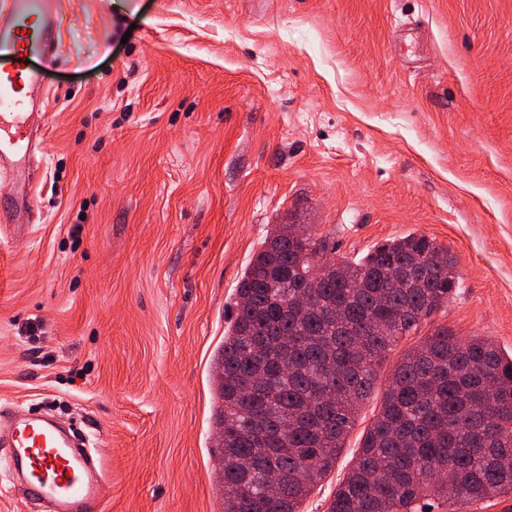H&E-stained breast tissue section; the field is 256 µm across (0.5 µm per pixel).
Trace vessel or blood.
I'll return each mask as SVG.
<instances>
[{
    "label": "vessel or blood",
    "instance_id": "b4317fda",
    "mask_svg": "<svg viewBox=\"0 0 512 512\" xmlns=\"http://www.w3.org/2000/svg\"><path fill=\"white\" fill-rule=\"evenodd\" d=\"M59 0H0V181L12 193L0 198V223L18 234L34 213L37 157L42 137L29 122L43 100L42 75L26 59H48L56 50ZM0 446L11 474L54 512H102L103 466L74 446L69 433L31 409L0 412Z\"/></svg>",
    "mask_w": 512,
    "mask_h": 512
}]
</instances>
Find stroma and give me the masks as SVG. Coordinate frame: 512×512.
Here are the masks:
<instances>
[{
    "instance_id": "stroma-1",
    "label": "stroma",
    "mask_w": 512,
    "mask_h": 512,
    "mask_svg": "<svg viewBox=\"0 0 512 512\" xmlns=\"http://www.w3.org/2000/svg\"><path fill=\"white\" fill-rule=\"evenodd\" d=\"M36 67L34 225L0 233V407L98 444L103 512H223L213 359L275 225L338 260L409 233L457 260L301 512H326L405 350L445 326L512 352V0H61Z\"/></svg>"
}]
</instances>
